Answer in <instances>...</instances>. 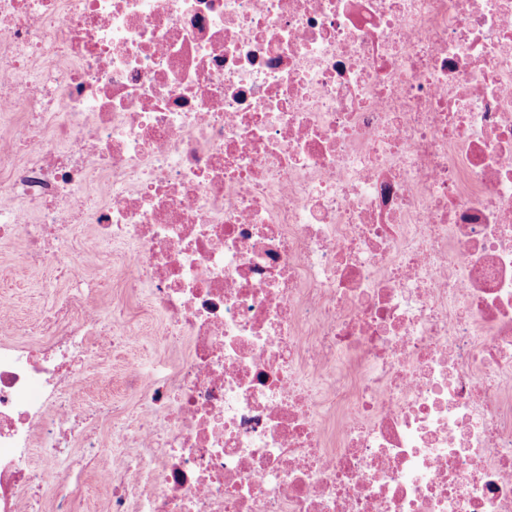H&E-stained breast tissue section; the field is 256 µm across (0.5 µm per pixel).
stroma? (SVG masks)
I'll list each match as a JSON object with an SVG mask.
<instances>
[{
    "label": "stroma",
    "instance_id": "35a3bbf8",
    "mask_svg": "<svg viewBox=\"0 0 512 512\" xmlns=\"http://www.w3.org/2000/svg\"><path fill=\"white\" fill-rule=\"evenodd\" d=\"M16 251V246L0 245V292L13 296L16 320L40 319L61 298L82 291L106 302L111 313L140 331L137 343L114 347L103 362L104 371L111 373L114 380L112 408L115 413L124 414L132 410L131 398L119 385L129 364H138L157 378L173 372L178 357L169 350L159 333L162 317L151 308L146 290L131 292L119 284V249L90 253V275L80 284L71 281L66 273L57 269L17 264Z\"/></svg>",
    "mask_w": 512,
    "mask_h": 512
}]
</instances>
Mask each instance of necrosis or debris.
<instances>
[{
  "label": "necrosis or debris",
  "mask_w": 512,
  "mask_h": 512,
  "mask_svg": "<svg viewBox=\"0 0 512 512\" xmlns=\"http://www.w3.org/2000/svg\"><path fill=\"white\" fill-rule=\"evenodd\" d=\"M16 242L188 349L120 418L137 330L1 293L0 512H512V0H0Z\"/></svg>",
  "instance_id": "4bbe7bcc"
}]
</instances>
